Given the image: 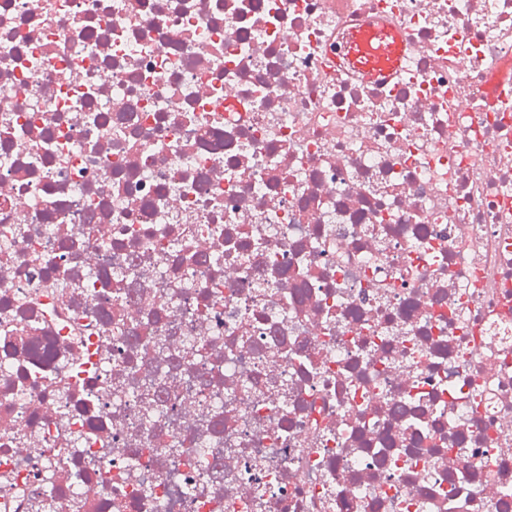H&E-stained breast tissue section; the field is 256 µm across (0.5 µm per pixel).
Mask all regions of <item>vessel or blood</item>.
Here are the masks:
<instances>
[{
  "instance_id": "b4317fda",
  "label": "vessel or blood",
  "mask_w": 512,
  "mask_h": 512,
  "mask_svg": "<svg viewBox=\"0 0 512 512\" xmlns=\"http://www.w3.org/2000/svg\"><path fill=\"white\" fill-rule=\"evenodd\" d=\"M347 46L350 64L371 81L387 82L397 76L401 47L390 27L352 29Z\"/></svg>"
}]
</instances>
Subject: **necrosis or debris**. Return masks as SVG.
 <instances>
[{"label": "necrosis or debris", "instance_id": "4bbe7bcc", "mask_svg": "<svg viewBox=\"0 0 512 512\" xmlns=\"http://www.w3.org/2000/svg\"><path fill=\"white\" fill-rule=\"evenodd\" d=\"M510 64L512 0H0V512H512ZM347 46L349 63L371 81L387 82L397 76L401 47L389 25L353 28Z\"/></svg>", "mask_w": 512, "mask_h": 512}]
</instances>
